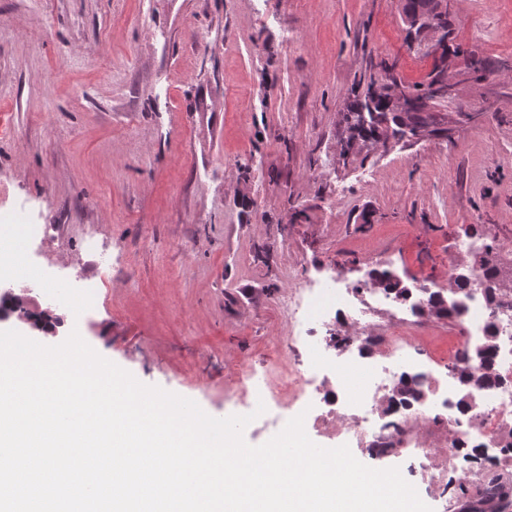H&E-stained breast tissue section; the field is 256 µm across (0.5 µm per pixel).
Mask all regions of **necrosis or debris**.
I'll use <instances>...</instances> for the list:
<instances>
[{
  "instance_id": "4bbe7bcc",
  "label": "necrosis or debris",
  "mask_w": 512,
  "mask_h": 512,
  "mask_svg": "<svg viewBox=\"0 0 512 512\" xmlns=\"http://www.w3.org/2000/svg\"><path fill=\"white\" fill-rule=\"evenodd\" d=\"M436 292V286L418 283L409 299L397 303L382 289L361 290L333 275L302 282L283 306L293 326L289 341L306 351L305 365L291 368L278 357L271 359L269 369L262 373L244 365L236 385L262 400L267 420L274 424L287 422L288 412L297 402L306 407L317 431H326L331 418L342 417L337 435L376 456L410 455L418 428L442 424L457 434L455 444L446 450L449 461L460 458L465 444L487 449L480 466L462 469L460 479L500 474L503 464L512 465V295L493 305L479 288L461 297L455 320L459 331L456 347L434 372L411 363L418 338L408 328L398 326L388 329L386 335L370 337L368 350L355 363L340 358L341 351L355 345V338L339 346L323 338L325 328L359 322L366 307L373 304L395 303L406 315L415 316L418 306ZM490 331L497 336L495 364L500 381L462 399L452 368ZM412 378L417 379L422 398L392 403L387 411H378L379 398L390 399L401 381Z\"/></svg>"
}]
</instances>
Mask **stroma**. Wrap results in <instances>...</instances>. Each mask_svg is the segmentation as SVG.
<instances>
[{
  "instance_id": "35a3bbf8",
  "label": "stroma",
  "mask_w": 512,
  "mask_h": 512,
  "mask_svg": "<svg viewBox=\"0 0 512 512\" xmlns=\"http://www.w3.org/2000/svg\"><path fill=\"white\" fill-rule=\"evenodd\" d=\"M464 50L437 111L450 139L366 147L338 163L353 95L392 65L434 64L407 42L401 0H0V222L45 224L23 249L33 277L97 283L93 299L31 297L56 345L71 331L138 381L246 415L242 364L264 368L289 334L281 303L303 278L375 269L447 286L457 238L512 247V0H453ZM500 68L476 77L466 53ZM112 276L99 281L101 252ZM418 364L447 359L457 327L413 324ZM399 468L433 512L441 439Z\"/></svg>"
}]
</instances>
